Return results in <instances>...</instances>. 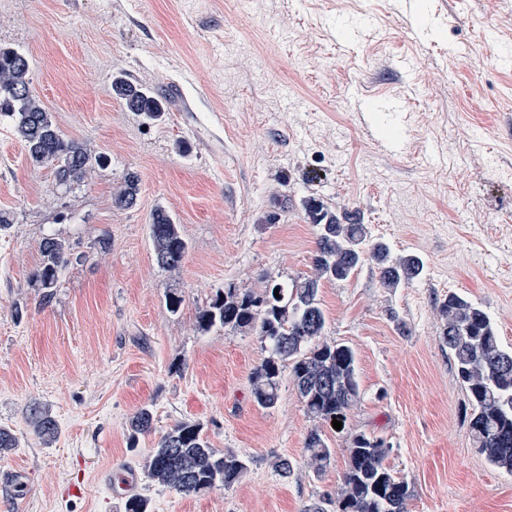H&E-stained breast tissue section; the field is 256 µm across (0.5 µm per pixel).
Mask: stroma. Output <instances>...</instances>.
Here are the masks:
<instances>
[{"label":"stroma","instance_id":"35a3bbf8","mask_svg":"<svg viewBox=\"0 0 512 512\" xmlns=\"http://www.w3.org/2000/svg\"><path fill=\"white\" fill-rule=\"evenodd\" d=\"M0 46L28 56L60 129L109 158L64 188L0 122V209L14 217L0 235V425L19 440L0 450V475L27 485L22 499L0 488V512H123L97 470L139 468L184 420L249 467L192 496L140 478L150 512H303L336 493L361 430L390 443L409 512H512V474L470 436L437 306L451 292L482 304L512 344V0H0ZM118 77L170 98L165 117L126 109ZM391 134L400 153L383 149ZM130 171L138 202L119 209L112 192ZM309 198L424 262L400 288L369 264L320 286L324 339L354 349L360 398L326 429L334 454L318 476L290 372L276 407H257L259 338L195 321L228 286L310 274ZM159 207L189 245L174 271L154 259ZM47 236L75 256L48 300L33 277ZM35 402L54 438L34 433ZM144 405L154 429L133 453L128 420ZM282 455L298 463L286 481L272 468ZM72 483L80 494L63 496Z\"/></svg>","mask_w":512,"mask_h":512}]
</instances>
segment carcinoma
<instances>
[{"instance_id":"cac0c4a2","label":"carcinoma","mask_w":512,"mask_h":512,"mask_svg":"<svg viewBox=\"0 0 512 512\" xmlns=\"http://www.w3.org/2000/svg\"><path fill=\"white\" fill-rule=\"evenodd\" d=\"M29 73L27 55L0 47V118L12 124L32 165L51 168L60 185L77 182L103 164L105 157L93 156L80 142L65 137L52 113L34 96ZM113 88L130 111L150 119L163 116L160 101L151 93L122 79L113 81ZM138 194L139 177L131 172L113 192L112 203L129 209L136 205ZM305 210L317 230L311 274L288 285L270 280L259 293L250 288H226L199 310L196 323L201 331L221 326L253 333L265 344L268 356L251 376L253 399L262 409L275 407L281 373L291 368L307 414L319 423L304 440L306 464L319 474L333 455L321 426L344 421L360 397L353 348L322 340L326 316L319 300L321 282L347 280L371 263L376 265L383 287L399 288L422 275L424 262L416 255L392 257L386 243L367 237L365 225L342 223L336 211L314 198L305 201ZM149 234L158 267H179L188 243L166 210L153 213ZM41 253L43 260L34 278L49 298L60 272L70 263L71 252L62 241L47 237L41 243ZM438 306L445 317L441 343L453 356L456 379L471 407L473 441L489 465L512 473V346H503L494 319L481 304L452 292ZM29 419L40 436L58 433L57 422L36 404L29 409ZM152 425L149 408L135 412L129 421V448H137ZM390 448L382 437L362 431L352 435L348 465L336 498L337 512H409L412 492L386 464ZM247 469L248 461L242 456L212 448L202 425L192 421L173 425L143 463L149 480L184 495L229 487Z\"/></svg>"}]
</instances>
